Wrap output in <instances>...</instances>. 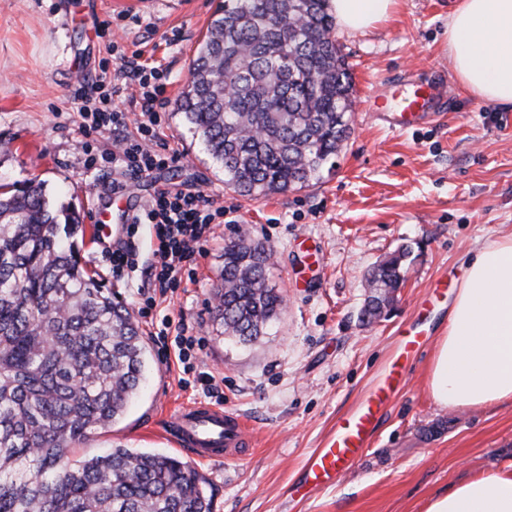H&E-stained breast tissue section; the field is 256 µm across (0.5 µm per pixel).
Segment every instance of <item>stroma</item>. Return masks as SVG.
Instances as JSON below:
<instances>
[{
	"label": "stroma",
	"instance_id": "obj_1",
	"mask_svg": "<svg viewBox=\"0 0 512 512\" xmlns=\"http://www.w3.org/2000/svg\"><path fill=\"white\" fill-rule=\"evenodd\" d=\"M452 2L399 0L375 30L337 33L354 104L335 167L310 187L250 200L225 188L223 169L175 107L224 0H0V186L15 191L43 182L51 198L72 203L85 221L110 199L117 174L88 166L74 93L100 74L118 45L142 49L145 63L166 70L170 103L159 139L178 156L173 167L133 181L132 190L143 199L159 189L198 190L214 205L235 208L231 223L215 226L197 256V283L159 299L156 309L202 338L199 369L219 381L224 408L250 425V445L231 461L193 462L213 512H424L436 492L512 462V401L449 409L429 391L432 356L463 265L512 232V107L460 87L448 61ZM118 15L124 28L102 36V21ZM415 78L439 84L448 100L425 124L392 131L366 102ZM240 235L274 249L269 281L286 299L267 334L249 344L225 335L214 301L224 246ZM403 245L411 246L413 263L398 299L387 317L365 324V276ZM138 251L137 271L121 281L93 233L79 252L88 273L133 313L153 262L148 237ZM440 278L449 295L418 313ZM418 319L428 341L365 457L334 486L293 494L306 456L374 385ZM139 327L148 349L144 386L124 417L93 432L75 456L123 446L190 460L169 436V419L206 397L177 355H163L154 327Z\"/></svg>",
	"mask_w": 512,
	"mask_h": 512
}]
</instances>
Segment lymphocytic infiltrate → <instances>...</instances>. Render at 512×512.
Wrapping results in <instances>:
<instances>
[{"instance_id":"f902f5d3","label":"lymphocytic infiltrate","mask_w":512,"mask_h":512,"mask_svg":"<svg viewBox=\"0 0 512 512\" xmlns=\"http://www.w3.org/2000/svg\"><path fill=\"white\" fill-rule=\"evenodd\" d=\"M115 70L104 71L84 83L77 94L91 102L95 94L124 100V107L96 112L94 120L84 125V134H109L112 139V167L122 174L147 175L175 164L177 158L166 145L158 142L156 129L165 117L168 99L163 69L148 66L139 51L119 52ZM140 112L136 136H129V109ZM227 207L213 206L203 192L163 190L147 200L135 223L126 225L123 240L107 248L106 254L115 278H124L135 265V241L141 225H151L155 234L154 261L148 270L150 288L142 292L138 311L153 318L157 295L175 292L194 281L193 262L209 242L213 225L223 223ZM157 338L163 348L176 351L185 370L195 371L192 357L200 341L172 329L170 317H162ZM196 381L209 397H219V386L207 372L195 371Z\"/></svg>"}]
</instances>
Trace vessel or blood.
Returning <instances> with one entry per match:
<instances>
[{"instance_id":"b4317fda","label":"vessel or blood","mask_w":512,"mask_h":512,"mask_svg":"<svg viewBox=\"0 0 512 512\" xmlns=\"http://www.w3.org/2000/svg\"><path fill=\"white\" fill-rule=\"evenodd\" d=\"M443 103L439 87L411 81L407 88L391 98L370 97L369 109L391 115L390 127L404 131L428 119ZM113 210L104 206L93 208L90 221L94 234L104 238L101 223L111 216L113 223L129 224L141 207L140 201L126 196L122 190L112 194ZM424 344L420 332L408 330L401 338V354L388 369L384 379L350 413L339 418L332 434L321 448L315 449L301 468V478L295 484V494L304 496L311 491L335 484L344 471L356 465L366 454L381 414L389 400L406 384L408 361L419 355ZM173 438L191 456L209 460H224V451L248 443L244 424L224 409L206 404L182 407L171 421Z\"/></svg>"}]
</instances>
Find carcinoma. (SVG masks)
I'll list each match as a JSON object with an SVG mask.
<instances>
[{
  "label": "carcinoma",
  "mask_w": 512,
  "mask_h": 512,
  "mask_svg": "<svg viewBox=\"0 0 512 512\" xmlns=\"http://www.w3.org/2000/svg\"><path fill=\"white\" fill-rule=\"evenodd\" d=\"M326 2L224 0L199 43L176 111L240 196L310 185L349 138L352 74ZM80 235V213L42 183L0 192V512H212L203 477L177 457H70L125 414L146 363L131 312L81 265ZM272 256L251 239L224 246L216 313L241 343L284 311ZM409 257L402 247L371 269L362 319L391 309Z\"/></svg>",
  "instance_id": "carcinoma-1"
}]
</instances>
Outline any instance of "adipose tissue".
<instances>
[{
	"label": "adipose tissue",
	"mask_w": 512,
	"mask_h": 512,
	"mask_svg": "<svg viewBox=\"0 0 512 512\" xmlns=\"http://www.w3.org/2000/svg\"><path fill=\"white\" fill-rule=\"evenodd\" d=\"M398 4L327 0L346 33L374 29ZM448 60L468 93L512 106V0H456L448 16ZM429 390L442 408L512 401V233L470 259L432 357ZM425 512H512V463L435 494Z\"/></svg>",
	"instance_id": "ef3b65f1"
}]
</instances>
